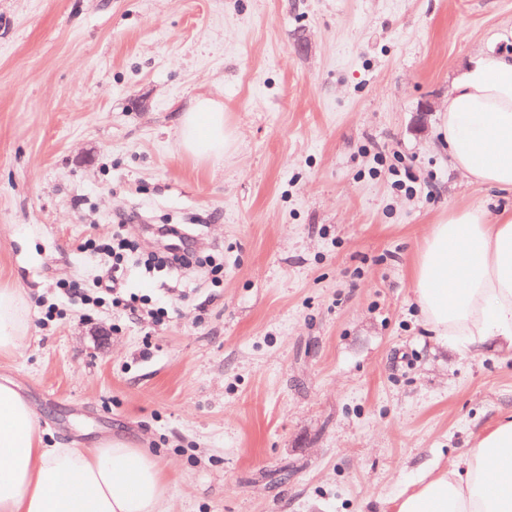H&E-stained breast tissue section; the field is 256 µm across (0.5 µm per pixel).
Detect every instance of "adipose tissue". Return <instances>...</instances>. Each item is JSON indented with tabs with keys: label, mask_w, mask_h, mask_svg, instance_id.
<instances>
[{
	"label": "adipose tissue",
	"mask_w": 512,
	"mask_h": 512,
	"mask_svg": "<svg viewBox=\"0 0 512 512\" xmlns=\"http://www.w3.org/2000/svg\"><path fill=\"white\" fill-rule=\"evenodd\" d=\"M450 164L487 187L512 192V54L487 52L454 81L440 117ZM183 151L224 155L234 134L221 101L201 96L178 126ZM415 302L433 336L480 352L512 347V210L450 212L431 225L414 271ZM29 331L28 301L0 286V354ZM160 459L115 438L96 447L44 444L37 412L12 382L0 383V512H163ZM395 512H512V416L497 419L453 464L394 500Z\"/></svg>",
	"instance_id": "1"
}]
</instances>
